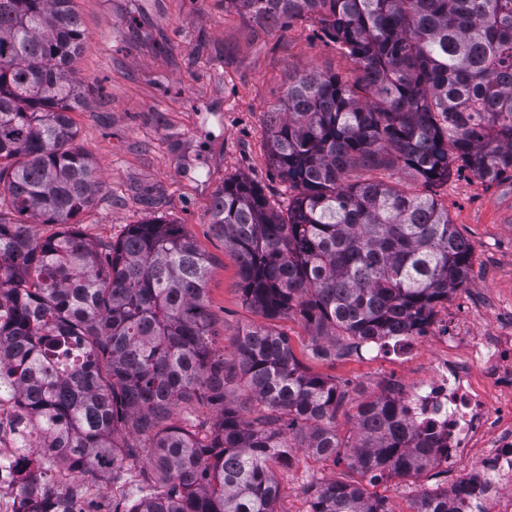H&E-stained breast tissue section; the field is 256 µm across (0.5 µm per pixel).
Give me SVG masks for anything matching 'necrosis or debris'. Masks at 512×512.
Masks as SVG:
<instances>
[{
    "label": "necrosis or debris",
    "instance_id": "1",
    "mask_svg": "<svg viewBox=\"0 0 512 512\" xmlns=\"http://www.w3.org/2000/svg\"><path fill=\"white\" fill-rule=\"evenodd\" d=\"M436 342L426 375L416 382L393 376L386 386L407 419L434 436L438 465H463L479 491L462 499L460 512H512V335L474 340L448 327L375 342L396 361H407L419 345ZM461 345L463 358L448 349ZM29 433L20 403L0 396V512H24L23 476L35 460L24 447Z\"/></svg>",
    "mask_w": 512,
    "mask_h": 512
}]
</instances>
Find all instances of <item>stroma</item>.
<instances>
[{
	"label": "stroma",
	"mask_w": 512,
	"mask_h": 512,
	"mask_svg": "<svg viewBox=\"0 0 512 512\" xmlns=\"http://www.w3.org/2000/svg\"><path fill=\"white\" fill-rule=\"evenodd\" d=\"M84 45L73 77L84 103L71 114L76 143L97 165L104 187L75 222L94 243H112L129 225L163 219L184 225L209 259L206 283L214 346L232 354L235 336L266 323L286 335L310 373L335 379L346 396L336 413L342 437L354 432L361 398L384 392L391 376L421 379L436 344L400 364L344 349L320 358L299 313L270 320L248 308L235 257L210 224L213 197L244 176L280 207L288 186L269 158L266 123L278 109L288 74L315 69L352 77V65L319 25L296 20L284 29L256 24L225 9L224 0H75ZM432 193L473 247L467 283L438 306L439 319L469 336L497 330L495 308L512 304V179L490 182L452 170ZM293 468L277 469V512H307L313 483L360 482L386 512H413L425 491L452 489L465 467L439 478L359 479L346 461H324L297 449Z\"/></svg>",
	"instance_id": "35a3bbf8"
}]
</instances>
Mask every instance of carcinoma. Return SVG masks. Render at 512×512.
Here are the masks:
<instances>
[{
    "label": "carcinoma",
    "instance_id": "cac0c4a2",
    "mask_svg": "<svg viewBox=\"0 0 512 512\" xmlns=\"http://www.w3.org/2000/svg\"><path fill=\"white\" fill-rule=\"evenodd\" d=\"M262 26L308 20L345 51L354 81L313 69L290 77L269 114L270 159L293 196L275 208L246 177L224 182L210 224L235 256L244 303L275 319L299 313L321 343L356 351L412 336L465 284L472 246L432 196L355 168L392 166L425 186L459 163L512 179V0H224ZM84 31L74 0H0V369L25 400V447L39 467L28 512H100L50 494L58 468L122 489L108 512H276L272 465L293 449L372 480L415 477L438 451L388 394L359 402L353 441L336 434L345 392L308 373L285 335L248 327L215 357L209 261L182 224L131 225L90 243L73 227L103 184L75 144L70 79ZM60 231L31 237L28 218ZM211 426L165 425L192 399ZM256 416L246 420L241 408ZM149 449L150 470L129 460ZM463 479L425 491L414 512H457ZM307 512H385L357 483L311 484Z\"/></svg>",
    "mask_w": 512,
    "mask_h": 512
}]
</instances>
